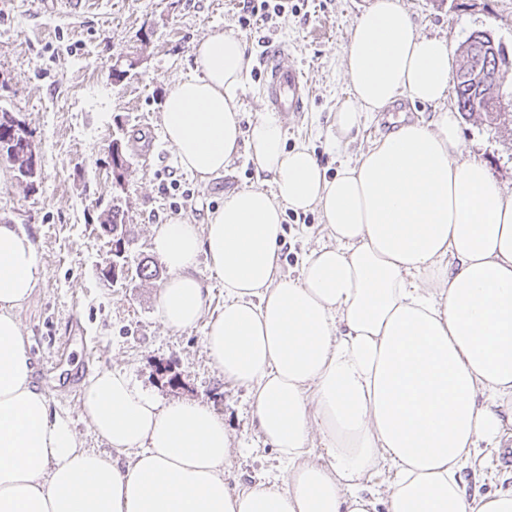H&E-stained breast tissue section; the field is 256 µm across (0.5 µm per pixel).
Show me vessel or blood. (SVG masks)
<instances>
[{
  "mask_svg": "<svg viewBox=\"0 0 512 512\" xmlns=\"http://www.w3.org/2000/svg\"><path fill=\"white\" fill-rule=\"evenodd\" d=\"M264 92L269 107L275 112L303 111L309 97V82L298 67L283 64L279 52L264 57Z\"/></svg>",
  "mask_w": 512,
  "mask_h": 512,
  "instance_id": "obj_1",
  "label": "vessel or blood"
}]
</instances>
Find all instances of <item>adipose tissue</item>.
I'll use <instances>...</instances> for the list:
<instances>
[{"label":"adipose tissue","instance_id":"obj_1","mask_svg":"<svg viewBox=\"0 0 512 512\" xmlns=\"http://www.w3.org/2000/svg\"><path fill=\"white\" fill-rule=\"evenodd\" d=\"M193 55L194 77L162 113L179 165L207 180L244 153L273 188L225 194L203 224L155 226L169 272L157 316L174 331L204 324L209 358L250 394L282 469L229 488L223 418L109 368L86 377L79 407L108 448L81 447L35 382L18 318L39 282L36 245L0 222V512H512V492L471 498L462 476L512 433V193L463 154L444 106L451 46L402 0H374L343 54L336 148L399 100L438 113L372 140L331 178L308 147L286 148L278 117L242 130L239 36L213 32ZM311 209L331 242L294 279L280 271L284 215ZM202 254L224 286L212 317ZM318 441L327 462L311 457ZM384 462L395 477L380 497L367 482Z\"/></svg>","mask_w":512,"mask_h":512}]
</instances>
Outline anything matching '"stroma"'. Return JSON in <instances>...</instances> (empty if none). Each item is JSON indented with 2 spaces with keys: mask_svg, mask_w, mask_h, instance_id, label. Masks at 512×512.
Returning <instances> with one entry per match:
<instances>
[{
  "mask_svg": "<svg viewBox=\"0 0 512 512\" xmlns=\"http://www.w3.org/2000/svg\"><path fill=\"white\" fill-rule=\"evenodd\" d=\"M290 8L266 24L245 26L239 0H94L71 15L48 0H0V110L21 120L39 153L41 176L32 191L16 184L0 156V220L19 225L36 244L41 279L20 313L36 359V379L53 410L68 418L85 447L97 448L79 414L83 379L97 368L121 369L162 400H196L224 418L238 452L231 470L241 482L272 475L280 463L259 438L245 389L225 381L207 357L204 326L165 328L156 312L161 280L108 285L100 274L108 239L100 219L121 205L128 225L125 251L152 257V229L173 217L204 223L225 193L256 185L246 158L209 182L181 170L162 137V104L193 72L192 46L215 30L234 32L253 66L239 96L243 125L268 107L258 60L278 49L304 70L308 106L281 114L287 147L308 146L327 176L342 159L329 137L333 114L347 96L342 58L352 28L371 0H288ZM419 30L459 47L477 30H489L512 58V0H403ZM132 61L121 81L116 61ZM461 139L491 177L512 190V103L500 124L460 119ZM121 140L128 168L115 180L110 161ZM180 179L194 194L182 202L170 187ZM282 270L300 274L306 248L326 242L317 211L286 212ZM483 449L476 470L465 471L474 494L512 491V468Z\"/></svg>",
  "mask_w": 512,
  "mask_h": 512,
  "instance_id": "35a3bbf8",
  "label": "stroma"
}]
</instances>
